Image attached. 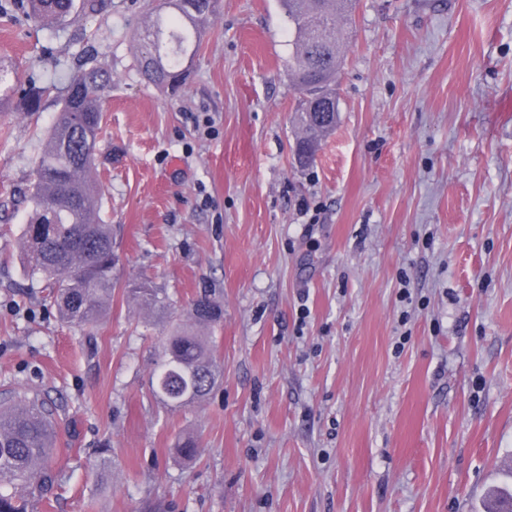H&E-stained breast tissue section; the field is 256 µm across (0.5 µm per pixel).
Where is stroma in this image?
I'll use <instances>...</instances> for the list:
<instances>
[{
	"instance_id": "stroma-1",
	"label": "stroma",
	"mask_w": 512,
	"mask_h": 512,
	"mask_svg": "<svg viewBox=\"0 0 512 512\" xmlns=\"http://www.w3.org/2000/svg\"><path fill=\"white\" fill-rule=\"evenodd\" d=\"M149 8L51 31L0 0L12 98L89 51L112 74L93 175L118 262L92 331L20 261L60 102L0 112V391L58 421L29 512H484L512 461V0H358L307 167L278 0H221L176 94L140 74ZM141 281L224 311L199 403L151 396L171 326L127 303Z\"/></svg>"
}]
</instances>
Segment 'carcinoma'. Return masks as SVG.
Masks as SVG:
<instances>
[{"label": "carcinoma", "instance_id": "obj_1", "mask_svg": "<svg viewBox=\"0 0 512 512\" xmlns=\"http://www.w3.org/2000/svg\"><path fill=\"white\" fill-rule=\"evenodd\" d=\"M348 0H280L288 18L293 52L288 72L300 94V152L313 158L321 137L336 125L331 83L340 57L336 3ZM26 15L48 29L98 10V0H24ZM218 0H159L140 35L146 41L141 70L148 81L177 90L197 55L207 20ZM61 91V111L45 137L36 163L31 199L34 212L23 233V262L42 283L64 321L91 328L109 312L115 267L112 227L101 217L102 196L86 175L95 167L101 133V101L112 74L86 66ZM323 80L326 86L315 84ZM52 87L29 85L22 109L37 112ZM129 301L147 310L170 306L169 298L145 283L126 289ZM186 323L164 337L151 377V392L172 409L202 401L215 387L220 369L213 341L198 328L220 324L224 312L199 297L184 312ZM54 408L39 393L19 388L0 397V512H27V497L54 479L49 466L57 447ZM512 489L491 491L487 512H508Z\"/></svg>", "mask_w": 512, "mask_h": 512}]
</instances>
